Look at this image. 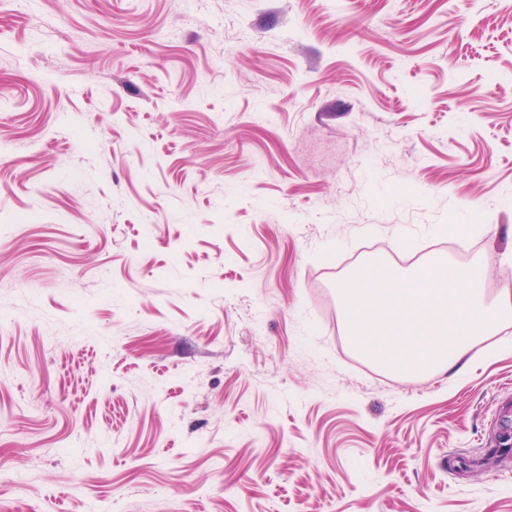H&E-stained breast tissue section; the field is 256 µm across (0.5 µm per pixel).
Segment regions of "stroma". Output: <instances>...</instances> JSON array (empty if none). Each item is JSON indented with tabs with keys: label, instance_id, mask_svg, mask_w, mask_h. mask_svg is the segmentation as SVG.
<instances>
[{
	"label": "stroma",
	"instance_id": "1",
	"mask_svg": "<svg viewBox=\"0 0 512 512\" xmlns=\"http://www.w3.org/2000/svg\"><path fill=\"white\" fill-rule=\"evenodd\" d=\"M370 255L512 306V0H0V512H512V322L375 367Z\"/></svg>",
	"mask_w": 512,
	"mask_h": 512
}]
</instances>
